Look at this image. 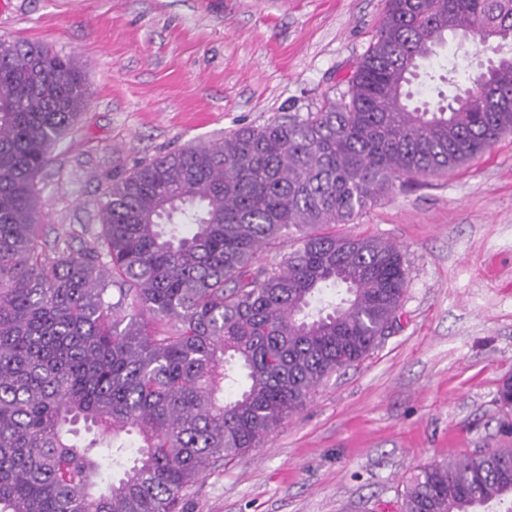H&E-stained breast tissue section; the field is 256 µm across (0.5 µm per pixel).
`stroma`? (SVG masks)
I'll list each match as a JSON object with an SVG mask.
<instances>
[{"label": "stroma", "mask_w": 512, "mask_h": 512, "mask_svg": "<svg viewBox=\"0 0 512 512\" xmlns=\"http://www.w3.org/2000/svg\"><path fill=\"white\" fill-rule=\"evenodd\" d=\"M386 0H0V39L76 58L90 93L40 182L48 237L97 233L115 176L346 93ZM338 235L398 245L389 336L333 374L263 447L204 473L185 512H397L419 469L512 447V135L396 181Z\"/></svg>", "instance_id": "35a3bbf8"}]
</instances>
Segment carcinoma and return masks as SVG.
<instances>
[{
  "mask_svg": "<svg viewBox=\"0 0 512 512\" xmlns=\"http://www.w3.org/2000/svg\"><path fill=\"white\" fill-rule=\"evenodd\" d=\"M459 31L497 58L453 95L448 62L433 105L412 88L419 61ZM88 101L75 58L0 40V512H184L200 475L261 447L392 329L401 249L314 229L512 133V0H387L347 95L137 164L76 249L42 232L39 184ZM499 507L512 448L422 467L399 512Z\"/></svg>",
  "mask_w": 512,
  "mask_h": 512,
  "instance_id": "obj_1",
  "label": "carcinoma"
}]
</instances>
